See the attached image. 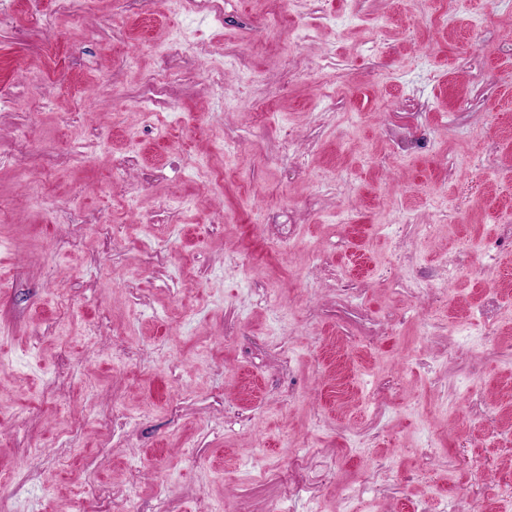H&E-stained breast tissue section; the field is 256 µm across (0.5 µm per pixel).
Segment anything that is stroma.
Here are the masks:
<instances>
[{"label": "stroma", "mask_w": 512, "mask_h": 512, "mask_svg": "<svg viewBox=\"0 0 512 512\" xmlns=\"http://www.w3.org/2000/svg\"><path fill=\"white\" fill-rule=\"evenodd\" d=\"M38 6L0 0V512H496L459 476L464 422L512 429V0Z\"/></svg>", "instance_id": "stroma-1"}]
</instances>
